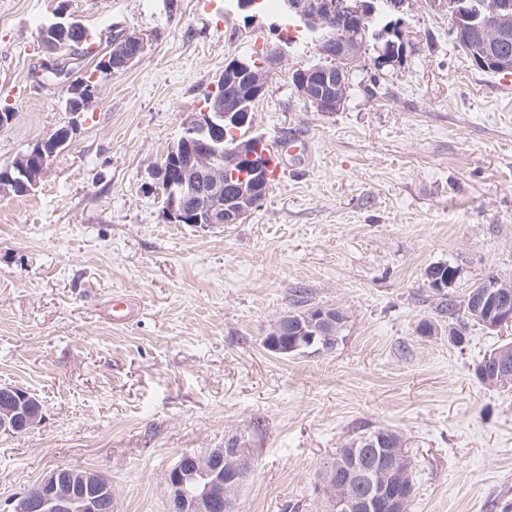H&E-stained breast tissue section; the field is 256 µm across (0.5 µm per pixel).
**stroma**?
<instances>
[{
	"label": "stroma",
	"instance_id": "1",
	"mask_svg": "<svg viewBox=\"0 0 512 512\" xmlns=\"http://www.w3.org/2000/svg\"><path fill=\"white\" fill-rule=\"evenodd\" d=\"M105 53L136 32L146 51L92 79L67 112L40 26L59 6ZM416 49L402 67L364 59L343 109L305 104L291 74L320 58L296 38L254 104L251 134L284 153L240 223H170L145 186L233 57L285 43L278 11L236 0H0V165L75 126L26 196H0V384L44 405L32 431L0 435V512L58 466L112 483L114 512H166L181 454L249 448L238 512H326L323 465L357 427L405 439L408 512L512 507V388L473 365L512 327H472L465 348L432 318L425 271L446 263L456 296L495 272L512 282V86L448 36L447 11L411 0ZM116 296L134 305L113 321ZM338 308L335 349L290 356L263 340L285 312ZM86 82H90L89 78L85 81V83H83L82 86L72 92L73 96L66 100L65 108L68 112L79 114L87 109L89 104L92 102L95 90L91 84L87 85ZM85 86L87 88H84Z\"/></svg>",
	"mask_w": 512,
	"mask_h": 512
}]
</instances>
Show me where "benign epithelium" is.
<instances>
[{
  "instance_id": "obj_1",
  "label": "benign epithelium",
  "mask_w": 512,
  "mask_h": 512,
  "mask_svg": "<svg viewBox=\"0 0 512 512\" xmlns=\"http://www.w3.org/2000/svg\"><path fill=\"white\" fill-rule=\"evenodd\" d=\"M409 0H369L353 8L347 0H322L319 10L309 8L306 0H285V7L295 13L313 34L319 50L339 49L341 67L332 72L320 66L300 69L295 85L301 96L314 103L321 112L333 113L343 107L346 88L362 63L359 44L347 37H333L328 32L329 20L336 19V32L351 26L354 17L360 21L375 15H404ZM428 7L443 10L452 7L454 27L474 22L494 37L506 39L512 34V0H496L489 7L484 0H429ZM79 22L66 15L60 7L56 20L41 29L40 44L51 60L62 51L67 36ZM387 50L380 51L378 68L397 66L404 60L411 44L405 22L388 26L381 36ZM146 48L145 39L135 33H124L112 46V67L122 69L131 65ZM285 58L282 49L271 47L262 62L233 58L224 65V82L235 88L246 86L247 94L224 110L209 107L189 115L183 124L178 143L169 150L166 164L150 172L148 190L163 202L169 222L191 224L206 229L223 224L238 223L245 212L260 204L267 193V181L261 176L259 160L261 146L254 142L240 143L230 155L224 154L225 130L239 133L252 123V104L265 92L270 75ZM476 67L493 72L512 71V55L487 50L474 59ZM94 87H79L65 102L67 111L83 112L94 98ZM75 128L61 127L48 138L36 143L31 150L0 169V193H30L43 176L47 162L72 141ZM198 171L209 174L206 188L200 191V201L189 204L187 187L194 183ZM236 182L238 195L224 203V174ZM472 306L486 317L492 330L512 326V287L498 278L484 279L481 294ZM344 319L332 308H314L303 320L295 321L288 314L273 326L264 338L265 347L277 354L290 355L313 346L330 352L334 345L324 336L338 328ZM43 417V407L29 392L19 386L0 385V432L27 433L36 428ZM407 461L402 437L385 432L365 434L354 441L345 460L336 463L348 479L365 489L349 501L352 512H407L409 498L390 495L381 473L397 471ZM251 458H241L235 448H210L202 453L187 452L165 474L168 491V512H235L238 492L251 471ZM109 482L100 474L88 470L73 471L57 467L39 482L15 497L6 512H113L112 498L105 496ZM341 487L336 484V471L325 470L323 491L332 503L340 500Z\"/></svg>"
}]
</instances>
